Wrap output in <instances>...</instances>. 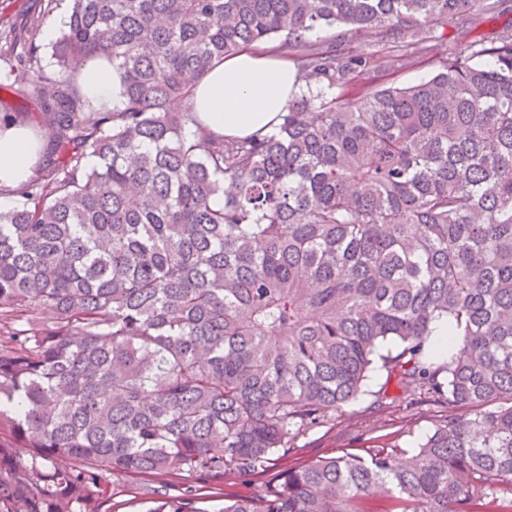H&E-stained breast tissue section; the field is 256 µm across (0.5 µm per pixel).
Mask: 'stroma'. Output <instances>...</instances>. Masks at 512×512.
<instances>
[{
    "mask_svg": "<svg viewBox=\"0 0 512 512\" xmlns=\"http://www.w3.org/2000/svg\"><path fill=\"white\" fill-rule=\"evenodd\" d=\"M68 0H54L51 8H42L40 0H0V24L22 27L26 18L39 16L41 23L66 14ZM512 24V0H506L500 16L485 20L475 27L448 26L436 39L428 62L411 66L390 75L397 85H407L427 78L443 63L455 58L471 43L498 35ZM396 385L387 384L382 365L370 372L360 397L343 407L341 412L321 426L301 432L292 450L267 470L252 475L213 479L205 476L186 478L174 474L153 476L144 480L110 477L108 512H146L147 508L182 495L185 487H194L189 499L194 512L221 504L225 497L237 494L260 497L276 483L282 471L319 457L343 453L366 455L374 448H396L413 451L433 433L449 410L426 394H418L414 405H407Z\"/></svg>",
    "mask_w": 512,
    "mask_h": 512,
    "instance_id": "1",
    "label": "stroma"
}]
</instances>
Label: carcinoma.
I'll return each mask as SVG.
<instances>
[{"label":"carcinoma","mask_w":512,"mask_h":512,"mask_svg":"<svg viewBox=\"0 0 512 512\" xmlns=\"http://www.w3.org/2000/svg\"><path fill=\"white\" fill-rule=\"evenodd\" d=\"M502 2L71 0L52 71L39 24L4 39L0 86L40 103L54 162L0 211V512H102L112 474L265 467L378 358L465 414L410 455L320 457L218 512H512V28L348 97ZM268 43L305 82L276 133L171 111ZM98 54L120 109L79 89L73 61Z\"/></svg>","instance_id":"1"}]
</instances>
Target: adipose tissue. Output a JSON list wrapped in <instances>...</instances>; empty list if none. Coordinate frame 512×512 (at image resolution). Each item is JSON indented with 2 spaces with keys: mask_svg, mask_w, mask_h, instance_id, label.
Listing matches in <instances>:
<instances>
[{
  "mask_svg": "<svg viewBox=\"0 0 512 512\" xmlns=\"http://www.w3.org/2000/svg\"><path fill=\"white\" fill-rule=\"evenodd\" d=\"M79 73L91 111L123 103L118 69L102 57L79 60ZM301 83L294 64L272 53L245 49L218 63L192 94L174 100L178 111L197 113L204 127L227 137L275 133ZM39 143L31 130L0 127V209L10 206V190L29 180Z\"/></svg>",
  "mask_w": 512,
  "mask_h": 512,
  "instance_id": "adipose-tissue-1",
  "label": "adipose tissue"
}]
</instances>
